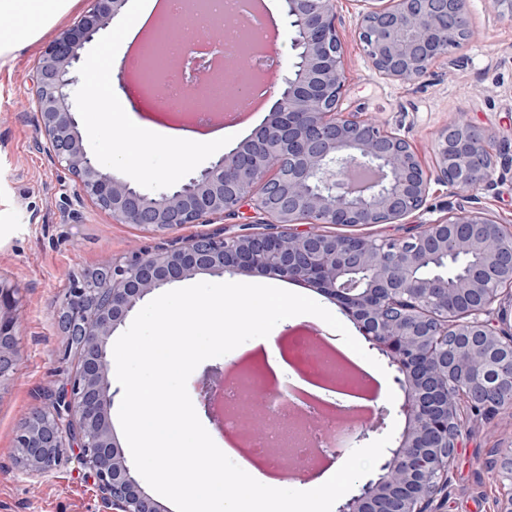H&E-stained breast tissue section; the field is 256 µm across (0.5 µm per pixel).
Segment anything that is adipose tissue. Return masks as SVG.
Segmentation results:
<instances>
[{"label": "adipose tissue", "instance_id": "ef3b65f1", "mask_svg": "<svg viewBox=\"0 0 512 512\" xmlns=\"http://www.w3.org/2000/svg\"><path fill=\"white\" fill-rule=\"evenodd\" d=\"M78 0H0V67L35 46Z\"/></svg>", "mask_w": 512, "mask_h": 512}]
</instances>
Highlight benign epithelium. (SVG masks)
<instances>
[{"instance_id": "benign-epithelium-1", "label": "benign epithelium", "mask_w": 512, "mask_h": 512, "mask_svg": "<svg viewBox=\"0 0 512 512\" xmlns=\"http://www.w3.org/2000/svg\"><path fill=\"white\" fill-rule=\"evenodd\" d=\"M92 2L46 47L31 78L45 149L75 177L77 198L115 222L160 233L234 215L247 202L273 229L199 235L180 248L136 255L76 280L59 322L80 349L81 365L69 386L19 427L23 464L45 471L59 450L76 448L75 461L89 471L105 512H158L107 417L113 397L109 340L146 295L197 272H275L314 284L338 301L397 368L406 427L377 479L343 512H429L460 443L458 401L486 413L512 410V330L504 328L507 314L499 308L503 298L512 299V231L478 211L425 224L399 239L296 232L292 225L401 224L424 206L434 181L476 200L512 171V147L492 151L484 131L461 118L438 132L435 170L427 171L405 137L341 110L336 0H285L296 60L283 78L276 111L246 145L152 195L107 175L78 130L71 96L81 50L124 5ZM355 2L360 43L387 80L414 83L441 59L456 64L471 37L469 0ZM355 167L378 177L352 191L347 173ZM430 262L464 267L456 274L422 275ZM17 296L18 289L0 283V387L16 370ZM500 469L509 481L500 512H512V456Z\"/></svg>"}]
</instances>
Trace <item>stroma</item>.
I'll use <instances>...</instances> for the list:
<instances>
[{
    "mask_svg": "<svg viewBox=\"0 0 512 512\" xmlns=\"http://www.w3.org/2000/svg\"><path fill=\"white\" fill-rule=\"evenodd\" d=\"M356 0H337L336 26L343 46L342 110L388 124L404 136L426 169H433V141L444 126L468 111L492 145L512 143V21L498 16L492 0H470L472 37L458 67L440 60L413 84L381 78L358 38ZM41 50H24L0 68V281L18 288L15 334L18 364L10 384L0 389V512H101L100 496L71 449L42 474L30 473L19 460L20 424L42 407L45 395L61 385L77 365L66 351L58 322L72 280L108 263L137 254L183 246L200 234H235L256 222L253 210L208 224H187L159 234L134 224H118L89 202L76 199V179L44 151L40 117L32 101L31 75ZM460 199L448 185L433 183L423 208L404 224H316L326 235L402 238L424 223L457 212ZM309 295L345 325L368 354L385 366V416L361 439H349L342 457L406 423L397 411L403 393L393 382L390 359L362 336L340 305ZM512 453V410L463 417V436L448 469V484L432 512H498L503 488L491 467Z\"/></svg>",
    "mask_w": 512,
    "mask_h": 512,
    "instance_id": "obj_1",
    "label": "stroma"
}]
</instances>
